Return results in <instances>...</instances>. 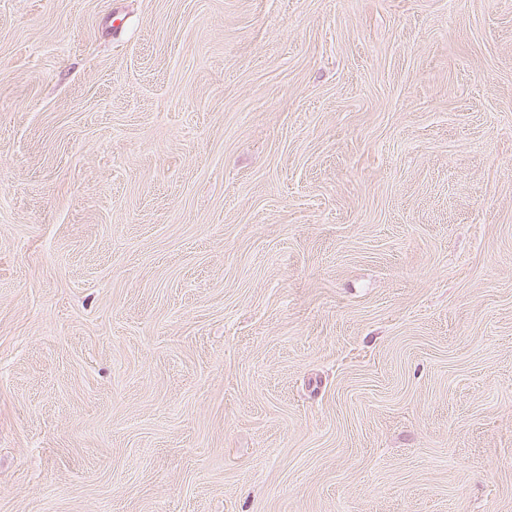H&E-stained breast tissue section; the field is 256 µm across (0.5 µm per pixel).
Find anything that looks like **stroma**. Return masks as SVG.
Returning a JSON list of instances; mask_svg holds the SVG:
<instances>
[{
    "label": "stroma",
    "mask_w": 512,
    "mask_h": 512,
    "mask_svg": "<svg viewBox=\"0 0 512 512\" xmlns=\"http://www.w3.org/2000/svg\"><path fill=\"white\" fill-rule=\"evenodd\" d=\"M0 512H512V0H0Z\"/></svg>",
    "instance_id": "stroma-1"
}]
</instances>
